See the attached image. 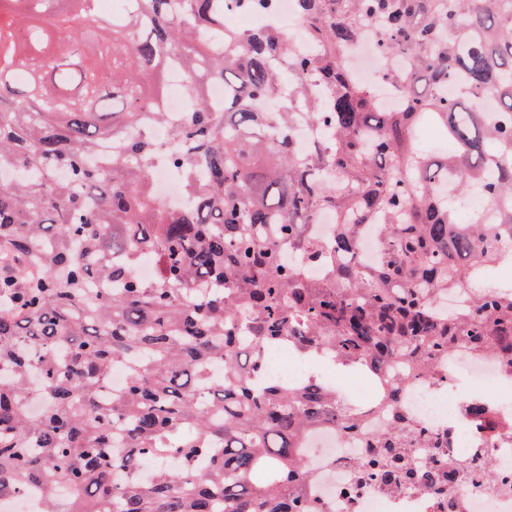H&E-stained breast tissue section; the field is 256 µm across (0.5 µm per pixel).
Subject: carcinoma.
Segmentation results:
<instances>
[{
  "label": "carcinoma",
  "mask_w": 512,
  "mask_h": 512,
  "mask_svg": "<svg viewBox=\"0 0 512 512\" xmlns=\"http://www.w3.org/2000/svg\"><path fill=\"white\" fill-rule=\"evenodd\" d=\"M268 2L136 0L131 15H98L93 0H0V172L20 174L0 181V499L62 484L70 498L48 497L44 512L106 501L111 512H318L303 435L316 421L352 433L358 414L336 412L316 380L256 389L267 344L375 375L402 366L384 379L392 404L461 341L512 370V291L478 294L454 319L430 315L512 239V205L452 234L445 200L495 168L486 196L512 201V0H296L316 53L272 22L225 26L224 7ZM364 24L382 28L379 51L405 56L390 111L339 63ZM174 61L189 101L177 125L147 90ZM210 81L224 83L221 110ZM285 82L295 106L253 109ZM298 115L319 132L303 154ZM145 124L172 143L125 137ZM426 125L459 150H420ZM160 165L181 176L192 210L151 197ZM321 211L336 215L327 246L310 231ZM374 216L379 259L366 264L355 255ZM146 259L159 265L151 284L135 275ZM116 364L128 377L106 394ZM373 447L367 467L401 484L413 477L402 449L437 442L405 434L399 414ZM173 454L180 468L141 478L143 458Z\"/></svg>",
  "instance_id": "cac0c4a2"
}]
</instances>
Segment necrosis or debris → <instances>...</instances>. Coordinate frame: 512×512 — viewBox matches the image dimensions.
I'll return each instance as SVG.
<instances>
[{
	"label": "necrosis or debris",
	"instance_id": "1",
	"mask_svg": "<svg viewBox=\"0 0 512 512\" xmlns=\"http://www.w3.org/2000/svg\"><path fill=\"white\" fill-rule=\"evenodd\" d=\"M265 19L293 31L298 49L311 51L295 0H273L267 15L252 14L246 22L253 27ZM265 360L258 386L316 379L337 399L354 395L361 411L351 434L324 423L304 437L308 493L323 512H512V373L503 371L496 355L457 345L437 378L412 377L394 408L383 405L382 381L372 375L361 373L336 385L337 363L329 355H306L279 344L266 347ZM400 412L408 426L429 430L439 442L435 448L411 449V465L422 471L436 460L453 469L457 478L450 489L421 481L386 485L358 471V461L371 455L372 438Z\"/></svg>",
	"mask_w": 512,
	"mask_h": 512
}]
</instances>
